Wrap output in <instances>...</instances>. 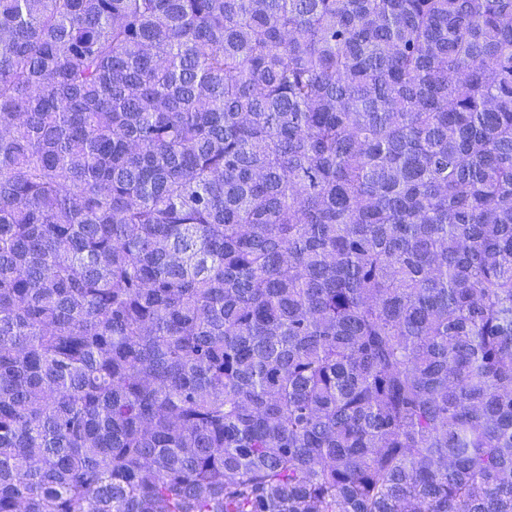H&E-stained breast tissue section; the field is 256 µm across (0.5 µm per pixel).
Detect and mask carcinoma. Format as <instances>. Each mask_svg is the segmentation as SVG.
<instances>
[{"label": "carcinoma", "instance_id": "cac0c4a2", "mask_svg": "<svg viewBox=\"0 0 512 512\" xmlns=\"http://www.w3.org/2000/svg\"><path fill=\"white\" fill-rule=\"evenodd\" d=\"M0 512H512V0H0Z\"/></svg>", "mask_w": 512, "mask_h": 512}]
</instances>
